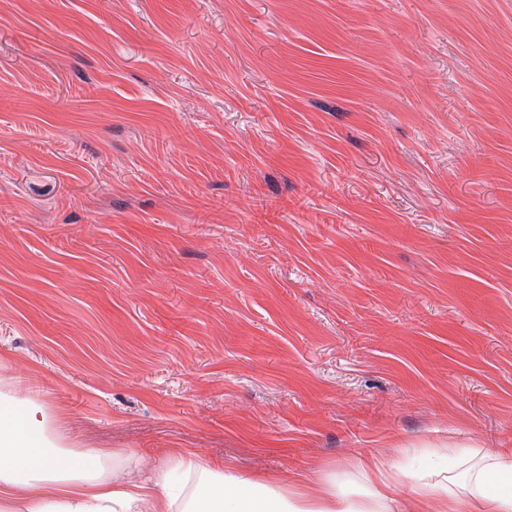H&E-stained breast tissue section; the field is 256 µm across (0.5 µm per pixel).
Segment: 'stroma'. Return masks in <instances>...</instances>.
Listing matches in <instances>:
<instances>
[{"label": "stroma", "mask_w": 512, "mask_h": 512, "mask_svg": "<svg viewBox=\"0 0 512 512\" xmlns=\"http://www.w3.org/2000/svg\"><path fill=\"white\" fill-rule=\"evenodd\" d=\"M0 379L145 468L512 448V0H0Z\"/></svg>", "instance_id": "stroma-1"}]
</instances>
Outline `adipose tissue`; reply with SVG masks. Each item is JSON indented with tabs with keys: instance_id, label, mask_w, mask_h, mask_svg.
I'll return each instance as SVG.
<instances>
[{
	"instance_id": "ef3b65f1",
	"label": "adipose tissue",
	"mask_w": 512,
	"mask_h": 512,
	"mask_svg": "<svg viewBox=\"0 0 512 512\" xmlns=\"http://www.w3.org/2000/svg\"><path fill=\"white\" fill-rule=\"evenodd\" d=\"M435 466L394 468L377 458L359 465L356 488L332 473L314 491L278 477L243 476L198 459L166 454L150 477L123 471L124 454L68 448L55 416L40 402L0 390V512H512V450L478 455L470 444L434 450ZM401 485L410 494L396 499Z\"/></svg>"
}]
</instances>
